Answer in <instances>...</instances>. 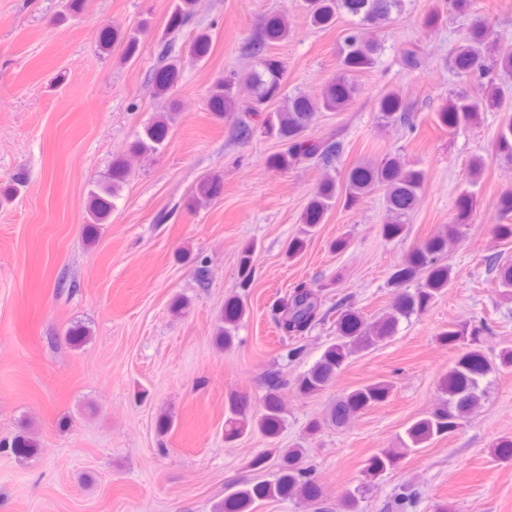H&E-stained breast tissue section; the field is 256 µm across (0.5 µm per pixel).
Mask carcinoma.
Segmentation results:
<instances>
[{"mask_svg":"<svg viewBox=\"0 0 512 512\" xmlns=\"http://www.w3.org/2000/svg\"><path fill=\"white\" fill-rule=\"evenodd\" d=\"M407 0H302V9L310 26L326 29L346 15L351 18V27L346 30L339 48V65L336 75L315 97L298 90L284 92L286 64L279 57L266 53L269 43L288 37L286 14H273L266 21L258 37L253 55L257 62L242 70L232 71L217 80L209 90L208 107L218 118L230 113L237 114L235 132L248 138L253 128L240 113H266L262 120L263 132L286 145V149L269 157L268 165L275 172H286L308 160L331 167L341 150L335 142H316L306 138L305 132L319 112H342L349 108L359 93L356 77L376 64L382 50L381 43L373 32L392 16L404 11ZM449 7L461 17L468 18L465 33L452 49L450 67L461 78L468 79L484 66V60L492 57L498 72L512 76V44L492 39L490 27L483 19H474V0H448ZM90 0H64L58 21L65 22L88 11ZM196 0H175L167 29L179 31L189 22L195 12ZM115 43L125 44L123 60L130 61L139 50V38L110 24L99 29L97 48L109 52ZM212 39L209 33L200 32L192 40L189 53L202 60L209 56ZM402 67L414 72L421 66V57L416 46L408 45L400 52ZM181 79V69L173 60L152 76L155 95L167 96ZM377 121L384 125L409 123V114L402 94L389 89L376 99ZM485 112L502 113L501 125L495 143L496 155L512 161V104L506 101L505 93L498 86L460 93L445 100L435 114L437 125L450 133L476 126ZM173 116L163 112L146 128L145 135L136 137L127 149V154H148L158 150L169 136ZM129 167L126 154L116 156L106 173L93 182L88 192V224L85 237L92 241L98 226L108 223L114 199L126 184ZM426 180L424 169L412 164L399 154L389 155L379 162L361 161L352 166L342 182L331 173H326L318 183L302 215L303 228L288 243V257L302 253L308 238L313 235L336 201L346 208L357 205L367 194L383 191L385 220L381 235L387 240L406 237L407 224L414 211ZM222 179L215 175L200 181L187 202L193 209L221 194ZM477 207V196L471 191L461 192L455 202L453 219L436 233L414 245L405 255L401 265L392 273L398 284L417 281L413 289L397 294L390 308L373 321L367 320L358 310L348 306L336 318V340L329 343L320 358L295 380V388L302 395H315L330 387L337 374L354 354L377 346L393 336L401 319L426 311L448 288L453 279V268L447 262L448 254L461 241L463 228L468 224ZM498 238L512 241V188L503 190L498 196ZM255 248L246 245L240 252L238 275L242 284L251 281L254 272ZM488 271L494 274L498 287L512 291V260L499 256L486 260ZM322 288L317 284H299L292 288L277 305L274 321L283 338L298 337L322 319ZM245 316V308L236 297L224 303V312L216 330L218 348L233 346L236 331ZM486 325L450 324L441 331L437 339L443 346L457 350L454 364L438 383L443 395L441 403L431 412L415 419L405 430L400 444L402 449L415 450L428 442L455 433L481 404L485 388L483 381L498 366L512 368V348L499 355L500 364L490 361L480 347L481 336ZM91 329L76 322L66 331V339L75 348L86 344ZM392 385L385 381L369 382L351 391L340 393L331 405L325 418L308 423L307 436L317 435L323 425L337 428L346 426L362 411L388 400ZM283 403L280 397V380L273 375L267 382V391L259 412L253 413L248 402L240 397H231L224 412V441L233 442L243 434L258 430L270 439L277 438L283 425ZM21 459L33 456L39 442L28 429L21 430L11 441L4 444ZM306 449L299 446L271 448L269 452L255 458L252 466L260 469L266 461L276 458L277 473L270 481L246 484L224 496L214 506V512H254L255 503L262 500L296 499L305 506L318 505L322 501L321 486L304 466ZM399 453L384 448L372 455L364 469V485L345 494L341 507L343 512H356L358 495L395 466ZM417 492L404 488L394 498L399 512H407L416 504Z\"/></svg>","mask_w":512,"mask_h":512,"instance_id":"1","label":"carcinoma"}]
</instances>
